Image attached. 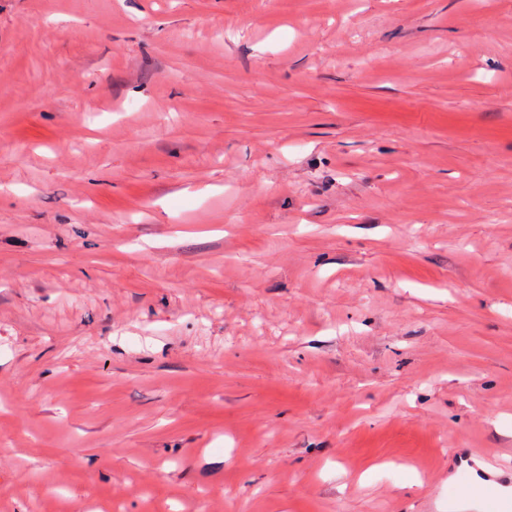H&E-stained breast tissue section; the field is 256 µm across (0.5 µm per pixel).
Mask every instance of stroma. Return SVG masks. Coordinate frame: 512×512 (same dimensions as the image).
Returning <instances> with one entry per match:
<instances>
[{
  "mask_svg": "<svg viewBox=\"0 0 512 512\" xmlns=\"http://www.w3.org/2000/svg\"><path fill=\"white\" fill-rule=\"evenodd\" d=\"M512 449V0H0V512H448Z\"/></svg>",
  "mask_w": 512,
  "mask_h": 512,
  "instance_id": "1",
  "label": "stroma"
}]
</instances>
